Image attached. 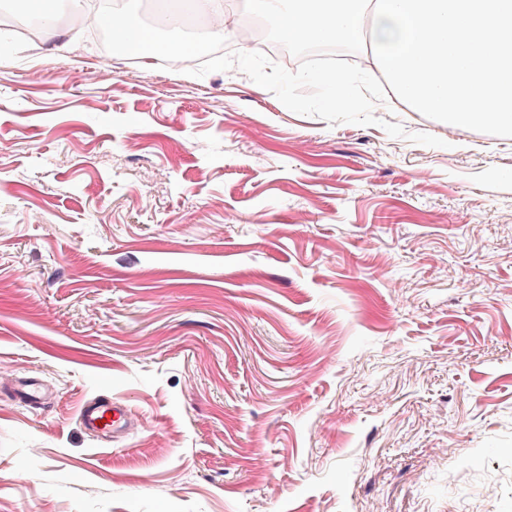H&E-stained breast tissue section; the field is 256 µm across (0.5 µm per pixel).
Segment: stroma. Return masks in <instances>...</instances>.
Returning <instances> with one entry per match:
<instances>
[{
	"mask_svg": "<svg viewBox=\"0 0 512 512\" xmlns=\"http://www.w3.org/2000/svg\"><path fill=\"white\" fill-rule=\"evenodd\" d=\"M54 29L0 51V512H512V138ZM79 416L88 431L96 437L105 439L124 428L128 419V409L124 403L112 397L94 399L81 407Z\"/></svg>",
	"mask_w": 512,
	"mask_h": 512,
	"instance_id": "stroma-1",
	"label": "stroma"
}]
</instances>
